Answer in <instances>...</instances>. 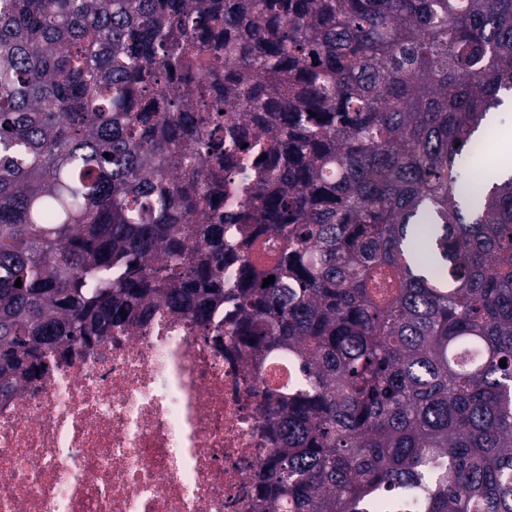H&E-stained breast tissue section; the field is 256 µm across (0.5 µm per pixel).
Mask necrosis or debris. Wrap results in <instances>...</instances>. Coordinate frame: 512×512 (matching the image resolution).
<instances>
[{
    "instance_id": "1",
    "label": "necrosis or debris",
    "mask_w": 512,
    "mask_h": 512,
    "mask_svg": "<svg viewBox=\"0 0 512 512\" xmlns=\"http://www.w3.org/2000/svg\"><path fill=\"white\" fill-rule=\"evenodd\" d=\"M224 316L157 307L0 396V512H248L265 385L296 375L271 358L248 375Z\"/></svg>"
}]
</instances>
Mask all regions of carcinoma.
<instances>
[{
    "instance_id": "cac0c4a2",
    "label": "carcinoma",
    "mask_w": 512,
    "mask_h": 512,
    "mask_svg": "<svg viewBox=\"0 0 512 512\" xmlns=\"http://www.w3.org/2000/svg\"><path fill=\"white\" fill-rule=\"evenodd\" d=\"M506 99L512 0H0V395L224 306L301 376L253 512H512ZM498 121L489 128L487 135V148L479 156L470 158L466 162V168L470 178V184L482 183L491 172H501V161L498 154V139L500 130L512 126V110H504L502 107L497 111Z\"/></svg>"
}]
</instances>
